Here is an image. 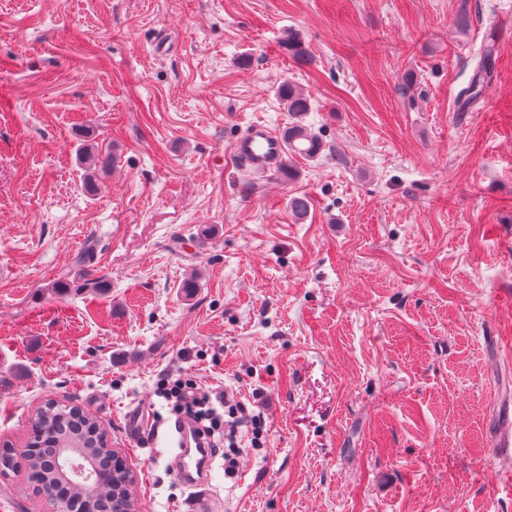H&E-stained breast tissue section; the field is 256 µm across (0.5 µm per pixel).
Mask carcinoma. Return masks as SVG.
Wrapping results in <instances>:
<instances>
[{
	"instance_id": "1",
	"label": "carcinoma",
	"mask_w": 512,
	"mask_h": 512,
	"mask_svg": "<svg viewBox=\"0 0 512 512\" xmlns=\"http://www.w3.org/2000/svg\"><path fill=\"white\" fill-rule=\"evenodd\" d=\"M284 46L296 62L305 65L310 61V55L297 32H288ZM494 52V43H488L472 81L459 93V110L468 109L488 86ZM278 96L288 111L298 118L284 132L288 156L303 159L316 157L322 148L321 141L300 121L311 110L310 97L287 81L279 85ZM84 161H91L98 169L106 170L112 166V151L97 148L93 154H85ZM309 206L305 196H293L288 202L290 214L297 221L305 217ZM69 441L79 442L93 458L95 470L92 484L87 485L75 477L68 481L57 469L44 465L43 458H54L59 448ZM111 455L112 443L92 413L78 405H66L49 398L37 408L32 433L25 446L16 448L5 443L0 448V466L7 470L15 458H23L27 466V481L59 504L63 512H136L138 502L132 493L136 476L132 472L124 474L112 470L108 464Z\"/></svg>"
}]
</instances>
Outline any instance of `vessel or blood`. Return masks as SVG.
<instances>
[{
  "mask_svg": "<svg viewBox=\"0 0 512 512\" xmlns=\"http://www.w3.org/2000/svg\"><path fill=\"white\" fill-rule=\"evenodd\" d=\"M231 150L239 164L255 173H266L279 167L286 154L283 137L263 123L250 125L246 132L235 138ZM178 450L179 470L187 481L205 476L211 464L209 449L203 448L192 421H181L173 437Z\"/></svg>",
  "mask_w": 512,
  "mask_h": 512,
  "instance_id": "vessel-or-blood-1",
  "label": "vessel or blood"
}]
</instances>
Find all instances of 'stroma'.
I'll list each match as a JSON object with an SVG mask.
<instances>
[{"instance_id":"stroma-1","label":"stroma","mask_w":512,"mask_h":512,"mask_svg":"<svg viewBox=\"0 0 512 512\" xmlns=\"http://www.w3.org/2000/svg\"><path fill=\"white\" fill-rule=\"evenodd\" d=\"M285 80L323 149L244 171L231 140L288 127ZM179 376L263 425L259 448L238 427L236 476L213 462L221 512H512V0H0V440L78 404L141 512H188L146 430ZM25 470L0 512H55ZM494 45V42H489L485 46L472 81L466 89H463L459 93L457 103L460 111H465L475 103L480 98L483 90L488 86L492 68V58L495 52Z\"/></svg>"}]
</instances>
